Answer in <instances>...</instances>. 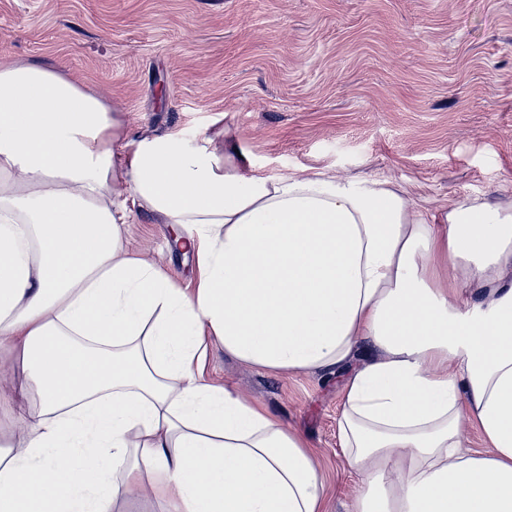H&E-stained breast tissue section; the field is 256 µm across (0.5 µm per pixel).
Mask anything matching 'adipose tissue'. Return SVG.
I'll return each mask as SVG.
<instances>
[{"mask_svg":"<svg viewBox=\"0 0 512 512\" xmlns=\"http://www.w3.org/2000/svg\"><path fill=\"white\" fill-rule=\"evenodd\" d=\"M108 112L58 64L0 62V349L39 397L0 512H112L144 480L163 512H324L305 437L204 380L213 342L350 369V512H512V212L428 216L387 181L246 173L177 133L127 152ZM142 212L185 226L194 288L125 250Z\"/></svg>","mask_w":512,"mask_h":512,"instance_id":"obj_1","label":"adipose tissue"}]
</instances>
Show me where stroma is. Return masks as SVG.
<instances>
[{
  "mask_svg": "<svg viewBox=\"0 0 512 512\" xmlns=\"http://www.w3.org/2000/svg\"><path fill=\"white\" fill-rule=\"evenodd\" d=\"M0 59L64 66L126 142L178 131L263 174L386 178L432 211L512 212V0H0ZM176 236L143 213L124 242L184 288L196 265ZM204 376L309 440L326 512H347L361 483L337 438L344 376L266 372L217 344ZM0 387L15 445L38 401L18 351L0 352Z\"/></svg>",
  "mask_w": 512,
  "mask_h": 512,
  "instance_id": "stroma-1",
  "label": "stroma"
}]
</instances>
